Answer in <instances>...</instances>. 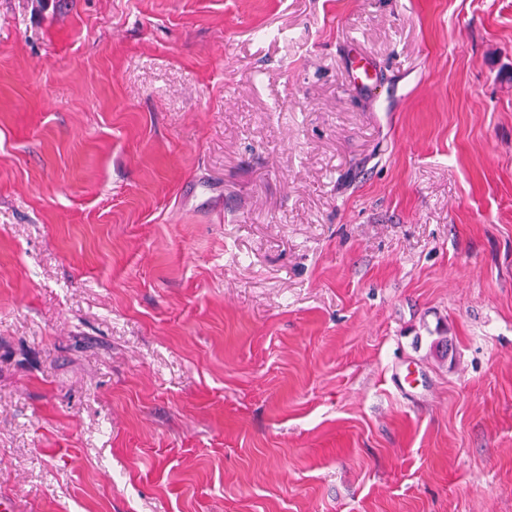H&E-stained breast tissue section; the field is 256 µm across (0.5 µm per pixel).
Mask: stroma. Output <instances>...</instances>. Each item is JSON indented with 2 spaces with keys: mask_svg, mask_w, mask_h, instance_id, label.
<instances>
[{
  "mask_svg": "<svg viewBox=\"0 0 512 512\" xmlns=\"http://www.w3.org/2000/svg\"><path fill=\"white\" fill-rule=\"evenodd\" d=\"M4 497L512 512V0H0ZM352 88L368 91L376 87L378 74L375 65L365 54L357 53L351 60Z\"/></svg>",
  "mask_w": 512,
  "mask_h": 512,
  "instance_id": "obj_1",
  "label": "stroma"
}]
</instances>
